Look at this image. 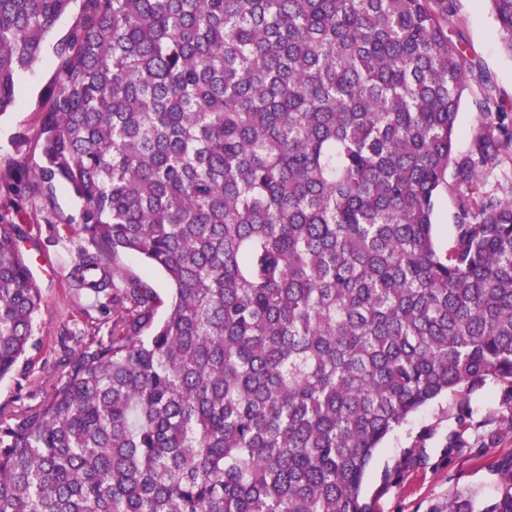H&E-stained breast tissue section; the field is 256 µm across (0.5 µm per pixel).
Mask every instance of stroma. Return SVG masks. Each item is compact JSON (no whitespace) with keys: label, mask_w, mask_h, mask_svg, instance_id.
Wrapping results in <instances>:
<instances>
[{"label":"stroma","mask_w":512,"mask_h":512,"mask_svg":"<svg viewBox=\"0 0 512 512\" xmlns=\"http://www.w3.org/2000/svg\"><path fill=\"white\" fill-rule=\"evenodd\" d=\"M448 35L467 57L470 71L458 116V153H468L483 121L484 102L493 98L512 113V55L505 52L488 0H451ZM55 77L54 57L44 50L17 77L19 99L0 116V220L23 230V252L40 253L49 273H36L43 302L36 317L38 346L13 373L0 379V405L31 404L49 390L66 353L63 340L74 332L105 337L112 311L76 288L69 270L87 242L75 217L80 203L62 183L46 190L37 173L41 154V115L35 107ZM463 195L449 179L438 197L434 239L441 251L455 242L456 215ZM505 385L489 381L467 397L448 392L390 433L374 454L362 493L374 512H428L454 486L490 493L494 478L481 462L512 452V402ZM462 433L471 456H448V436ZM426 448L424 464L404 467L408 448Z\"/></svg>","instance_id":"1"}]
</instances>
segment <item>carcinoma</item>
Returning <instances> with one entry per match:
<instances>
[{
    "mask_svg": "<svg viewBox=\"0 0 512 512\" xmlns=\"http://www.w3.org/2000/svg\"><path fill=\"white\" fill-rule=\"evenodd\" d=\"M76 1L38 176L82 202L70 278L112 291V330L0 405V512H373L386 435L444 392L512 394V200L433 242L448 169L512 153L488 104L455 154L449 0H0V116ZM489 2L512 56V0ZM19 238L0 224V379L37 345ZM487 468L491 496L429 512H512V452ZM122 263L132 273L149 280L165 299L167 288L169 287L164 275L159 270L147 266L139 259H133L130 257H123Z\"/></svg>",
    "mask_w": 512,
    "mask_h": 512,
    "instance_id": "1",
    "label": "carcinoma"
}]
</instances>
